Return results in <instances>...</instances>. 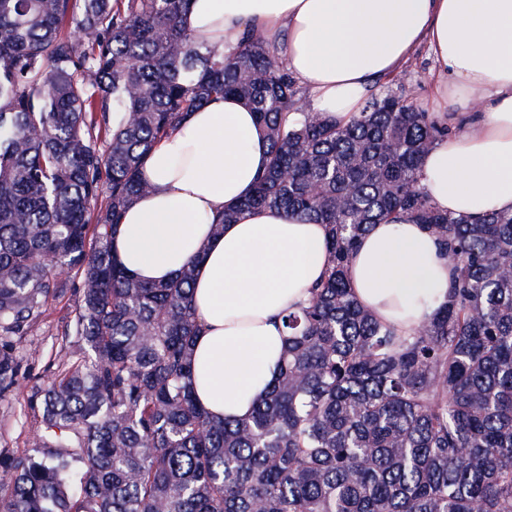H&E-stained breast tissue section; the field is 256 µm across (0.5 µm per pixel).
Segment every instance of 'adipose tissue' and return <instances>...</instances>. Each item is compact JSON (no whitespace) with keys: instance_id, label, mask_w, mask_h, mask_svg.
Returning a JSON list of instances; mask_svg holds the SVG:
<instances>
[{"instance_id":"ef3b65f1","label":"adipose tissue","mask_w":512,"mask_h":512,"mask_svg":"<svg viewBox=\"0 0 512 512\" xmlns=\"http://www.w3.org/2000/svg\"><path fill=\"white\" fill-rule=\"evenodd\" d=\"M246 23L280 48L313 108L342 125L361 112L374 79L400 73L428 44L449 78L435 88L437 118L462 129L423 157V187L457 217L512 212V0H190L184 15L198 42L225 49ZM268 153L241 101L193 112L151 149L142 169L151 190L113 241L147 283L196 262L192 382L217 419L247 418L265 397L282 365L284 318L329 267L326 225L241 210ZM224 210L238 216L213 233ZM448 275L436 236L407 219L374 225L347 269L358 304L401 335L446 301Z\"/></svg>"}]
</instances>
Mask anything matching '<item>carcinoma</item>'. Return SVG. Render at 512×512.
<instances>
[{
  "label": "carcinoma",
  "instance_id": "cac0c4a2",
  "mask_svg": "<svg viewBox=\"0 0 512 512\" xmlns=\"http://www.w3.org/2000/svg\"><path fill=\"white\" fill-rule=\"evenodd\" d=\"M187 5L0 0V398L15 341L76 297L30 449L0 451V512H512V213L433 204L421 160L448 127L407 99L373 94L339 126L260 29L203 45ZM224 95L269 142L241 209L327 225L332 257L233 422L190 382L195 265L147 284L112 251L150 149ZM402 217L450 265L447 301L406 336L346 280L372 225Z\"/></svg>",
  "mask_w": 512,
  "mask_h": 512
}]
</instances>
